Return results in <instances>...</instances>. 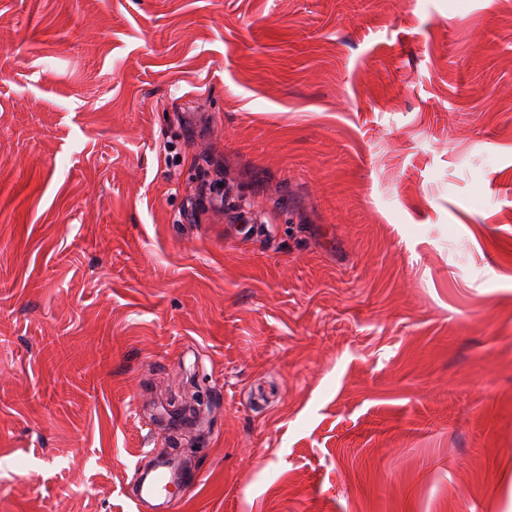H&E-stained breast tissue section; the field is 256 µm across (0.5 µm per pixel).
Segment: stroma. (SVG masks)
<instances>
[{
	"mask_svg": "<svg viewBox=\"0 0 512 512\" xmlns=\"http://www.w3.org/2000/svg\"><path fill=\"white\" fill-rule=\"evenodd\" d=\"M512 512V0H0V512ZM151 453L158 457V460L151 471L136 468L137 491L134 501L139 511H144L152 506V501L173 496V487H176L182 495L187 494L195 485L198 473L183 471L167 458L161 457V450L153 449Z\"/></svg>",
	"mask_w": 512,
	"mask_h": 512,
	"instance_id": "35a3bbf8",
	"label": "stroma"
}]
</instances>
